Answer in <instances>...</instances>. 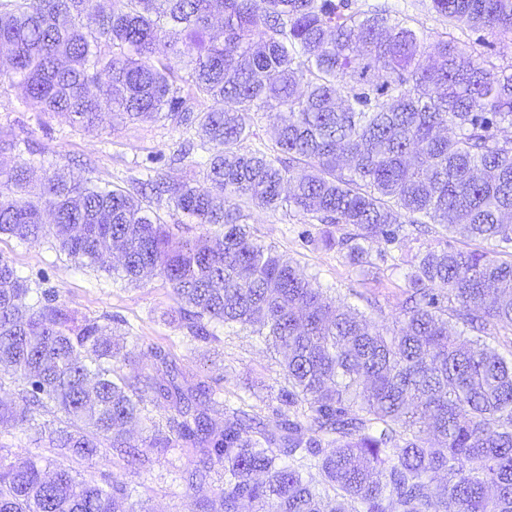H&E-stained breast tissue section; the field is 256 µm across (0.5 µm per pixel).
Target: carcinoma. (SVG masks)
Instances as JSON below:
<instances>
[{"label":"carcinoma","mask_w":512,"mask_h":512,"mask_svg":"<svg viewBox=\"0 0 512 512\" xmlns=\"http://www.w3.org/2000/svg\"><path fill=\"white\" fill-rule=\"evenodd\" d=\"M448 32L429 44L386 4L349 0H0V80L25 103L93 127L108 113L205 138V182L156 173L133 189L75 182L19 160L0 166V235L52 239L86 266L162 277L190 337L250 331L283 354L276 419L220 388L187 384L159 347L135 354L114 327L33 295L0 254V427L69 460L111 448L191 455L195 512H512V352L480 334L512 328V0H430ZM478 34L464 41L453 31ZM191 100L218 107L192 112ZM271 143L246 150L256 117ZM222 234L182 237L154 206ZM250 206L293 210L328 248L369 264L368 245L438 224L492 249L414 256L400 315L379 325L336 303L263 244ZM478 333L475 338L465 332ZM156 373L140 367L146 357ZM167 405L166 429L146 403ZM59 413L47 432L40 412ZM317 471L320 480L307 478ZM135 489L60 462L0 455V512H143Z\"/></svg>","instance_id":"carcinoma-1"}]
</instances>
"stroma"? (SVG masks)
Listing matches in <instances>:
<instances>
[{
	"instance_id": "1",
	"label": "stroma",
	"mask_w": 512,
	"mask_h": 512,
	"mask_svg": "<svg viewBox=\"0 0 512 512\" xmlns=\"http://www.w3.org/2000/svg\"><path fill=\"white\" fill-rule=\"evenodd\" d=\"M0 137L19 142L17 155H0L2 165L12 164L19 155L101 186L130 187L140 177L143 165L156 155L161 156L160 166L170 177L187 176L198 181L204 177L203 168L178 160L182 136L169 122L105 119L98 126L79 128L65 116L33 110L17 87L0 90ZM250 214L257 234L284 259L317 276L329 295L382 323L391 322L400 310L407 287L405 260L442 240L452 249L474 246L469 239L441 230L417 238L404 237L392 245L375 243L369 251L373 275L367 278L361 266L324 246L321 225L282 209L254 207ZM0 254L13 261L32 288L53 293L58 302L79 315L130 324L123 337L127 347L139 351L162 347L176 359L189 381L204 380L241 394L259 418L274 419L279 406V354L249 331L223 326L217 327L214 340L187 344L182 329L165 320L166 312L176 309L177 303L163 278L127 283L104 269L75 263L50 239L27 242L4 235L0 237ZM371 297L379 299V308L368 306ZM186 465V457L179 452L164 456L152 452L134 472L112 449L105 448L93 459L75 462L74 467L89 480L101 483L117 478L127 482L148 512H193L198 494L188 490L176 475Z\"/></svg>"
}]
</instances>
